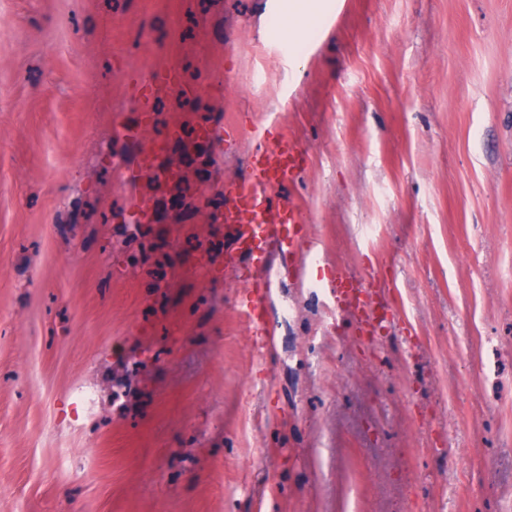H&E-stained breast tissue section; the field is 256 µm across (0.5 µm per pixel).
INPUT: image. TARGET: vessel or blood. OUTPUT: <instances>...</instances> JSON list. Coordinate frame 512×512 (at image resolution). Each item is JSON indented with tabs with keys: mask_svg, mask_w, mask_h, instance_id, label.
<instances>
[{
	"mask_svg": "<svg viewBox=\"0 0 512 512\" xmlns=\"http://www.w3.org/2000/svg\"><path fill=\"white\" fill-rule=\"evenodd\" d=\"M183 81L182 72L173 67L130 69L127 87L137 102V115L121 126L120 139L138 140L154 122L153 105L160 94L179 88ZM238 135L234 124L202 122L189 136L180 127H170L165 136L156 139L150 149L139 153L125 168L129 188L125 220L131 224L154 221L156 197L140 188L143 174L158 172L160 182L169 190L180 186V169L165 161L172 146L191 139L219 146ZM305 159L306 153L294 137L277 129L270 131L253 151L248 173L223 188L224 222L229 237L224 250V278L237 285L236 305L258 336L259 348L265 354L275 348L267 318L270 291L281 277H301L305 266L299 252L302 208L293 198L279 195L282 188L296 183ZM328 286L337 309L346 313L353 330L363 339H373L392 320L388 293L375 281L340 268L331 275Z\"/></svg>",
	"mask_w": 512,
	"mask_h": 512,
	"instance_id": "vessel-or-blood-1",
	"label": "vessel or blood"
}]
</instances>
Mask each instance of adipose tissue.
<instances>
[{"mask_svg":"<svg viewBox=\"0 0 512 512\" xmlns=\"http://www.w3.org/2000/svg\"><path fill=\"white\" fill-rule=\"evenodd\" d=\"M273 4L285 18L279 39L298 49L310 44L313 30L325 28L340 0H273Z\"/></svg>","mask_w":512,"mask_h":512,"instance_id":"ef3b65f1","label":"adipose tissue"}]
</instances>
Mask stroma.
Wrapping results in <instances>:
<instances>
[{"instance_id": "obj_1", "label": "stroma", "mask_w": 512, "mask_h": 512, "mask_svg": "<svg viewBox=\"0 0 512 512\" xmlns=\"http://www.w3.org/2000/svg\"><path fill=\"white\" fill-rule=\"evenodd\" d=\"M269 0H0V512H512V0H344L289 66ZM179 68L140 139L131 64ZM186 189L125 222L168 127ZM307 152L302 280L261 355L223 181ZM374 274L390 329L327 288ZM240 134L237 125L202 122L190 137L182 129L171 126L167 134L156 139L150 149L138 154L136 160L125 168V182L130 191L126 196L124 220L130 224H154L156 196L143 191L139 181L143 174L159 172V181L172 190L181 185V170L174 164L164 163V159L175 144L202 141L212 142L220 149L226 141L236 139ZM336 308L346 313L352 328L364 340H372L393 319L386 288H377L375 278L366 280L336 268L328 280Z\"/></svg>"}]
</instances>
